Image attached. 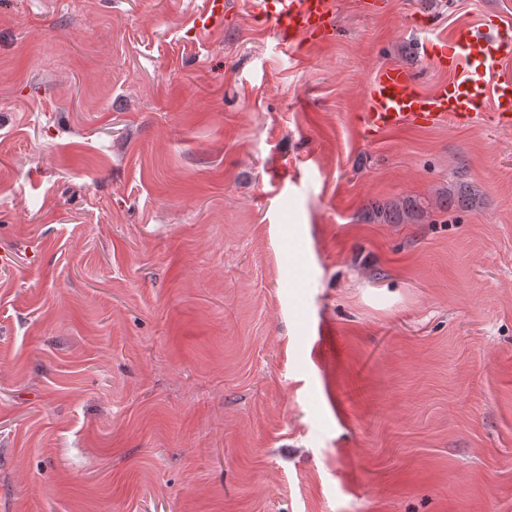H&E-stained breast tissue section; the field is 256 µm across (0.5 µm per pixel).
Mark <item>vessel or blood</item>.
Returning a JSON list of instances; mask_svg holds the SVG:
<instances>
[{
	"label": "vessel or blood",
	"mask_w": 512,
	"mask_h": 512,
	"mask_svg": "<svg viewBox=\"0 0 512 512\" xmlns=\"http://www.w3.org/2000/svg\"><path fill=\"white\" fill-rule=\"evenodd\" d=\"M229 10V0H203L194 25L200 30L222 26ZM250 10L254 21L270 28L278 45L291 53L303 41L321 45L336 35L332 0H250ZM423 54L432 67L445 73V80L426 91L414 70L382 66L368 85L367 130L442 123L464 126L478 120L512 127V72L502 67L512 58L511 26L490 14L481 26L428 41Z\"/></svg>",
	"instance_id": "obj_1"
}]
</instances>
